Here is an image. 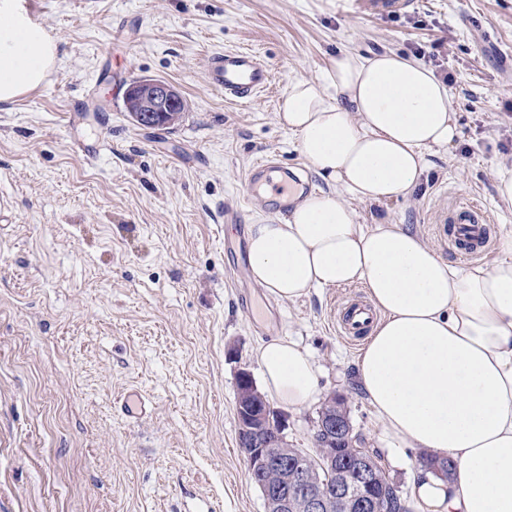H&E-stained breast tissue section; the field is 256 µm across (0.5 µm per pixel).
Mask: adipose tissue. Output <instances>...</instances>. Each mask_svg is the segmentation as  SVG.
<instances>
[{
    "label": "adipose tissue",
    "mask_w": 512,
    "mask_h": 512,
    "mask_svg": "<svg viewBox=\"0 0 512 512\" xmlns=\"http://www.w3.org/2000/svg\"><path fill=\"white\" fill-rule=\"evenodd\" d=\"M58 60L21 0H0V103L38 88ZM277 119L328 188L251 225L254 280L291 301L363 284L379 318L356 361L360 387L387 436L454 462L446 478L417 467V500L428 512H512V231L491 266L459 269L401 225L359 223L352 207L409 195L447 151L458 135L448 86L395 52H347L320 79L289 83ZM256 358L280 405L318 400L295 340L272 339Z\"/></svg>",
    "instance_id": "adipose-tissue-1"
}]
</instances>
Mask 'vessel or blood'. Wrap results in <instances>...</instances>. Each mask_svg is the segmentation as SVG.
Segmentation results:
<instances>
[{
    "mask_svg": "<svg viewBox=\"0 0 512 512\" xmlns=\"http://www.w3.org/2000/svg\"><path fill=\"white\" fill-rule=\"evenodd\" d=\"M356 12L369 16H388L403 12L409 0H339ZM210 86L222 91L225 97L247 102L264 92L272 81V72L260 56L250 50L227 49L210 54L206 60ZM438 223L455 225L449 241L464 254H478L489 242V219L485 212L472 202L455 204L441 212ZM375 315L364 303L351 301L345 304L339 319L344 335L355 339L368 332ZM120 410L126 420L142 422L148 415V401L135 390L126 392L119 400Z\"/></svg>",
    "mask_w": 512,
    "mask_h": 512,
    "instance_id": "obj_1",
    "label": "vessel or blood"
}]
</instances>
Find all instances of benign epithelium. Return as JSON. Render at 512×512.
Wrapping results in <instances>:
<instances>
[{"label":"benign epithelium","instance_id":"1","mask_svg":"<svg viewBox=\"0 0 512 512\" xmlns=\"http://www.w3.org/2000/svg\"><path fill=\"white\" fill-rule=\"evenodd\" d=\"M125 98L138 105L139 124L157 125L156 115L171 111L181 101L174 85L164 80H145L130 86ZM238 444L250 479L262 490L265 512H367L372 497L364 491L377 480L378 465L368 457L336 459V449L319 448L325 465L336 473V482L320 479L317 470L302 466L288 458L286 416L268 406L252 374L242 369L236 378ZM348 418L335 408L320 414L314 425V436L349 437Z\"/></svg>","mask_w":512,"mask_h":512}]
</instances>
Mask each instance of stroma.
<instances>
[{"label":"stroma","instance_id":"35a3bbf8","mask_svg":"<svg viewBox=\"0 0 512 512\" xmlns=\"http://www.w3.org/2000/svg\"><path fill=\"white\" fill-rule=\"evenodd\" d=\"M37 18L61 60L0 104V512H264L238 447L236 377L259 375L256 351L274 337L310 352L323 395L345 394L355 434L422 512L421 451L386 437L356 379L359 348L336 327L338 304L364 285L296 301L259 287L255 317L227 272L224 207L250 194L260 157L311 172L276 119L290 81L318 79L347 51L409 56L441 41L458 138L412 195L353 207L359 223L403 225L455 266L492 264L497 244L466 258L435 218L470 198L493 236L512 228L495 186L512 166V0H413L385 18L336 0H40ZM224 48L263 55L269 89L247 103L212 89L205 59ZM143 78L186 99L174 126L126 112ZM76 99L90 111L71 113ZM101 137L87 160L83 145ZM130 389L151 403L138 424L117 404Z\"/></svg>","mask_w":512,"mask_h":512}]
</instances>
